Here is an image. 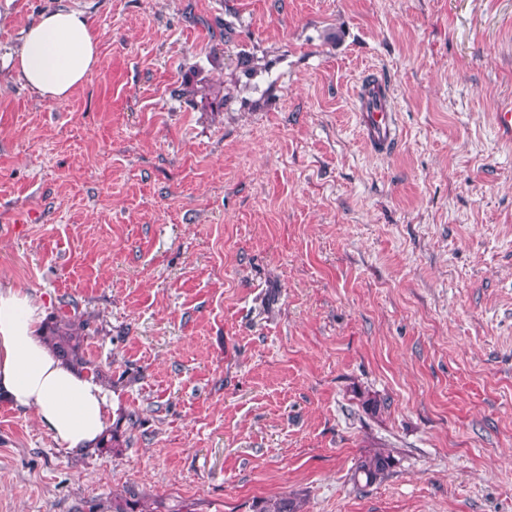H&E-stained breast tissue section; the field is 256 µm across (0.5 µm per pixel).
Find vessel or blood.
Masks as SVG:
<instances>
[{
  "mask_svg": "<svg viewBox=\"0 0 512 512\" xmlns=\"http://www.w3.org/2000/svg\"><path fill=\"white\" fill-rule=\"evenodd\" d=\"M363 135L378 149H389L400 138L396 118L389 107L388 90L379 78H369L357 98Z\"/></svg>",
  "mask_w": 512,
  "mask_h": 512,
  "instance_id": "vessel-or-blood-1",
  "label": "vessel or blood"
}]
</instances>
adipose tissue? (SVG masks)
Segmentation results:
<instances>
[{
    "instance_id": "obj_1",
    "label": "adipose tissue",
    "mask_w": 512,
    "mask_h": 512,
    "mask_svg": "<svg viewBox=\"0 0 512 512\" xmlns=\"http://www.w3.org/2000/svg\"><path fill=\"white\" fill-rule=\"evenodd\" d=\"M11 61L31 92L61 102L98 68L97 34L82 12L62 5L24 29ZM42 318L27 291L0 289V398L33 410L57 447L90 451L112 423V400L93 377L56 355Z\"/></svg>"
}]
</instances>
